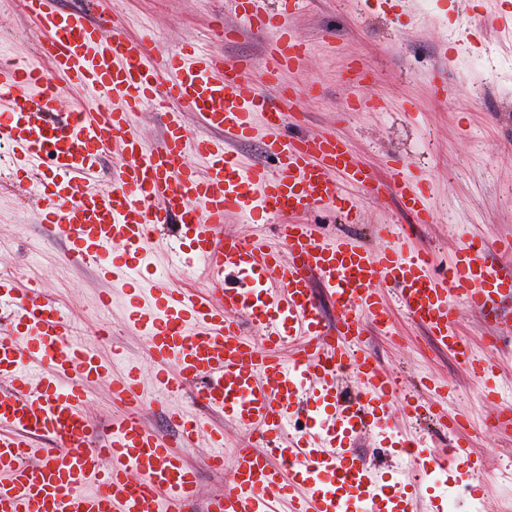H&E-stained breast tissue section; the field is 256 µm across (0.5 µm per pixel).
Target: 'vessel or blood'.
Returning a JSON list of instances; mask_svg holds the SVG:
<instances>
[{"label":"vessel or blood","instance_id":"b4317fda","mask_svg":"<svg viewBox=\"0 0 512 512\" xmlns=\"http://www.w3.org/2000/svg\"><path fill=\"white\" fill-rule=\"evenodd\" d=\"M259 2L235 0L251 30L280 31L255 61L195 48L163 54L151 38L129 36L118 25L105 30L85 10L21 0L43 38L37 60L0 64L7 169L27 174L30 191L44 202L42 222L69 245L66 259L94 262L103 279L125 290L127 320L147 342L155 386L166 394L189 391L190 404L164 412L175 435L150 429L141 416L139 369L113 377L111 366L76 339L59 301L1 278L0 311L11 322L0 331V380L8 384L0 391V512H162L166 502L181 512L198 497L199 474L180 451L203 436L211 448L207 467L232 468L230 484L208 498L205 512H414L419 487L381 480L352 452L354 437L373 427L388 431L397 411L453 432L468 423L448 417L443 387L428 401L403 398L402 380L357 350L367 326L391 327L387 289L473 378L494 375V363L474 359L455 329L456 302L483 313L512 298V269L490 262L488 243H462L446 275L435 279L428 256L404 254L391 226H377L388 245L375 252L328 240L305 222L321 204L356 220V188L398 197L421 224L431 212L416 177L397 167L388 181L372 182L342 138H282L279 123L298 92L281 75L302 62L305 44ZM251 71L260 89L245 88ZM56 75L92 92L94 102L76 100L61 112ZM148 108L164 118L154 145L129 120ZM187 112L196 115L199 132L185 124ZM259 114L267 117L263 152L274 164L245 168L227 144L254 140ZM107 149L117 160L112 185L96 189L97 159ZM190 152L198 164L187 162ZM45 158L48 172H36ZM230 214L283 219V244L260 234H218ZM174 222L189 241L179 265L201 273L203 287H170L144 264L162 244L159 229ZM230 273L237 286H225ZM317 282L340 310L335 324L325 320ZM248 324L260 329V341L245 335ZM285 345L286 359L278 354ZM349 374L359 391L343 404L340 387ZM93 382L108 383L124 407L110 423L87 413ZM304 392L317 393L333 412L293 438L291 407ZM200 407L222 414L254 443L225 453L227 436L206 429ZM397 446L425 473L448 460L468 473L480 466L459 441L444 459L411 434L399 435Z\"/></svg>","mask_w":512,"mask_h":512}]
</instances>
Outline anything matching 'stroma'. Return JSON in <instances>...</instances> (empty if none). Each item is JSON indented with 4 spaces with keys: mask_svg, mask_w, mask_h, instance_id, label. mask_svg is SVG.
Masks as SVG:
<instances>
[{
    "mask_svg": "<svg viewBox=\"0 0 512 512\" xmlns=\"http://www.w3.org/2000/svg\"><path fill=\"white\" fill-rule=\"evenodd\" d=\"M50 3L60 11L90 9L105 26L120 24L132 36L151 35L163 52L190 44L213 47L230 59H258L266 42L246 28L230 42H213L216 23L239 26L233 0ZM262 5L281 12L307 47L301 64L281 76L300 95L280 133L343 138L380 180L390 178L396 161L406 162L420 177L432 213L431 223L417 224L396 197L359 190L358 223L344 222L328 206L315 207L307 223L326 236L359 239L376 250L384 243L374 237L375 225L407 229V248L429 253L438 272L464 241L492 244L512 237V35L492 23L498 12L512 11V0H262ZM39 39L19 0H0V53L11 63H26ZM355 59L370 68L367 83L349 82L348 66ZM365 97L377 100L378 110L356 111V100ZM40 207L25 184L0 173V274L20 284L37 279L101 358L120 350L150 371L146 340L125 320L123 290L100 278L93 263L61 262L64 244L51 241ZM105 293L112 296L108 310L99 304ZM393 319L391 335L373 329L363 336L364 349L420 399H429L433 386H449L447 411L469 417L466 435L482 460L475 475L448 466L424 479L418 512H432L441 496L453 503L454 512H512V495L499 479L512 472V432L492 426L497 404L512 403V335L502 333L493 317L458 305V332L475 358L497 365L495 378L482 384L402 308H394ZM353 448L378 473L421 477L378 430L358 436Z\"/></svg>",
    "mask_w": 512,
    "mask_h": 512,
    "instance_id": "obj_1",
    "label": "stroma"
}]
</instances>
